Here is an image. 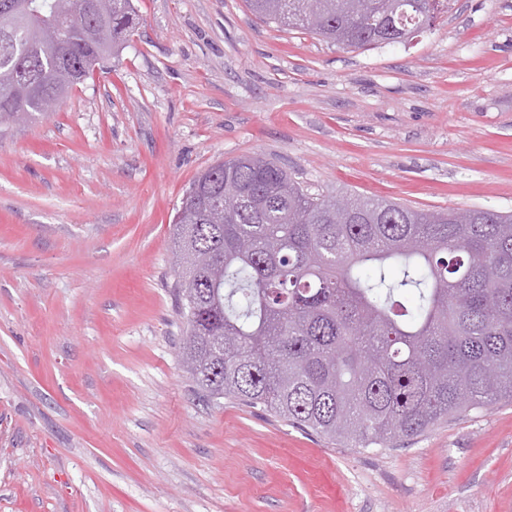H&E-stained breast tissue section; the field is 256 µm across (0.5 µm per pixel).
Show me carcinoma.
Returning a JSON list of instances; mask_svg holds the SVG:
<instances>
[{"mask_svg": "<svg viewBox=\"0 0 512 512\" xmlns=\"http://www.w3.org/2000/svg\"><path fill=\"white\" fill-rule=\"evenodd\" d=\"M0 10V124L49 113L119 52L132 0ZM346 49L405 43L448 0H246ZM181 361L204 397L261 406L331 440L388 448L512 400V214L421 212L315 195L262 154L219 162L173 219Z\"/></svg>", "mask_w": 512, "mask_h": 512, "instance_id": "carcinoma-1", "label": "carcinoma"}]
</instances>
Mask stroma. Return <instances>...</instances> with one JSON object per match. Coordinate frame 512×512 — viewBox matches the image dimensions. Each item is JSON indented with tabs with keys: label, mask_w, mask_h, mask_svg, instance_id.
Here are the masks:
<instances>
[{
	"label": "stroma",
	"mask_w": 512,
	"mask_h": 512,
	"mask_svg": "<svg viewBox=\"0 0 512 512\" xmlns=\"http://www.w3.org/2000/svg\"><path fill=\"white\" fill-rule=\"evenodd\" d=\"M120 53L0 135V512H512V402L351 448L204 400L172 219L260 152L314 194L512 211V0L347 50L244 0H134Z\"/></svg>",
	"instance_id": "35a3bbf8"
}]
</instances>
